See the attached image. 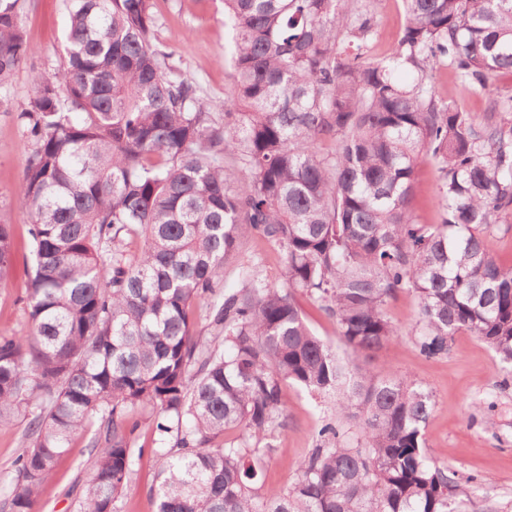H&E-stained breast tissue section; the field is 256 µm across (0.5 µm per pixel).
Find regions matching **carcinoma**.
Returning a JSON list of instances; mask_svg holds the SVG:
<instances>
[{
    "label": "carcinoma",
    "mask_w": 512,
    "mask_h": 512,
    "mask_svg": "<svg viewBox=\"0 0 512 512\" xmlns=\"http://www.w3.org/2000/svg\"><path fill=\"white\" fill-rule=\"evenodd\" d=\"M374 2L224 0L242 111L220 115L155 42L150 0H69L62 64L35 76L16 115L32 143L20 205L33 268L28 326L0 336V424L24 414L29 441L11 512H34L58 457L93 425L80 512H117L147 408L161 435L177 422L173 446L155 450L157 512H482L426 454L429 392L338 358L297 301L320 303L357 354L398 335L386 305L409 294L424 356L466 330L512 376V269L485 244L512 230V93L478 123L433 84L448 65L482 88L512 71V0H402V35L378 61L366 56ZM21 9L0 0V88L33 54ZM424 160L439 224L413 209ZM248 232L280 247L285 287L249 275L223 294ZM12 254L1 221L0 276ZM286 381L334 395L361 438L325 424L336 446L263 492L261 442ZM237 428L242 443L216 444Z\"/></svg>",
    "instance_id": "carcinoma-1"
}]
</instances>
